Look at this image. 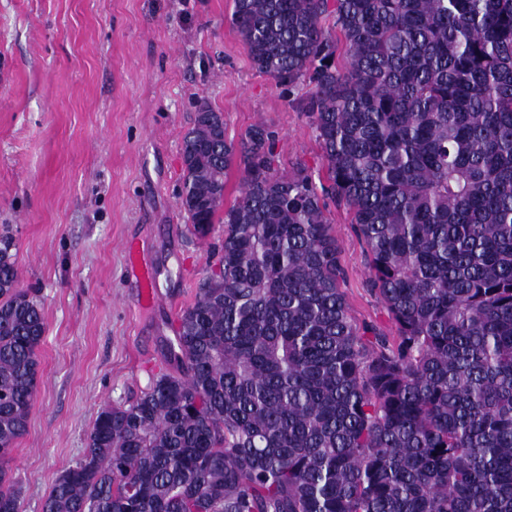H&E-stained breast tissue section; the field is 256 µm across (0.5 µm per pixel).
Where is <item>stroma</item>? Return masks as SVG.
<instances>
[{"instance_id":"obj_1","label":"stroma","mask_w":512,"mask_h":512,"mask_svg":"<svg viewBox=\"0 0 512 512\" xmlns=\"http://www.w3.org/2000/svg\"><path fill=\"white\" fill-rule=\"evenodd\" d=\"M232 0H0V233L46 331L28 428L9 466L21 512H41L86 446L100 409L147 388L208 261L178 203L181 142L195 104L228 138L264 123L287 166L325 173L301 101L256 71ZM329 218L358 321L394 326L367 288L345 207ZM137 242L158 302L142 305L124 250Z\"/></svg>"}]
</instances>
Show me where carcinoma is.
Masks as SVG:
<instances>
[{
  "instance_id": "cac0c4a2",
  "label": "carcinoma",
  "mask_w": 512,
  "mask_h": 512,
  "mask_svg": "<svg viewBox=\"0 0 512 512\" xmlns=\"http://www.w3.org/2000/svg\"><path fill=\"white\" fill-rule=\"evenodd\" d=\"M229 21L286 96L311 87L325 176L196 102L180 208L218 259L167 367L98 412L42 512H512V0H233ZM338 201L394 336L351 315ZM15 250L1 235L3 464L45 332Z\"/></svg>"
}]
</instances>
